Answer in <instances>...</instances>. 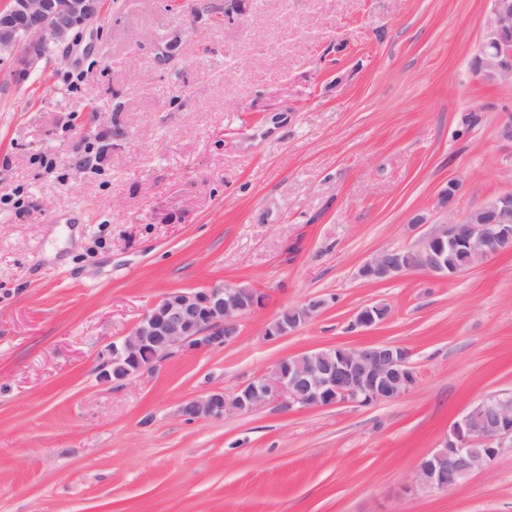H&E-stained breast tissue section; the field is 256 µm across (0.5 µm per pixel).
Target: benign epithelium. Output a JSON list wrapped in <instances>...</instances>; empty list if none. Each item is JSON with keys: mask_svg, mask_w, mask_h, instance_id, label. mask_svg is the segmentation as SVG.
<instances>
[{"mask_svg": "<svg viewBox=\"0 0 512 512\" xmlns=\"http://www.w3.org/2000/svg\"><path fill=\"white\" fill-rule=\"evenodd\" d=\"M487 34L475 57V74L486 81L512 79V0H492ZM103 0H5L0 4V62L11 65L17 81L27 79L50 51L68 50L76 34L100 19ZM466 247L481 261L512 252V193L500 194L469 213L440 224L401 262L394 249L365 260L356 276L367 284L395 280L411 270L451 278L464 270L442 261L445 246ZM267 295L255 288L214 282L194 292H170L152 304L127 336L107 346L99 364L104 384L154 371L176 353L221 348L238 334L242 319L266 306ZM324 299H310L292 309L294 319L278 318L266 329L269 339L295 331L316 318ZM389 316L383 303L369 304L354 326L370 330ZM341 360L327 354L281 360L228 400L221 390L188 398L180 406L186 420L222 419L228 412L247 413L276 403L304 409L338 403L360 406L391 402L409 394L417 378L409 349L389 343L339 347ZM512 443V394L493 395L471 405L453 423L441 446L427 454L413 474L415 484L446 492L478 470L490 469L505 442Z\"/></svg>", "mask_w": 512, "mask_h": 512, "instance_id": "1", "label": "benign epithelium"}]
</instances>
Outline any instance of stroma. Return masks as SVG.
Masks as SVG:
<instances>
[{"mask_svg":"<svg viewBox=\"0 0 512 512\" xmlns=\"http://www.w3.org/2000/svg\"><path fill=\"white\" fill-rule=\"evenodd\" d=\"M490 10L107 0L27 80L0 63V512H512L510 444L448 492L411 483L469 406L512 393V254L451 280L356 277L512 191V82L472 68ZM218 281L269 296L233 343L99 385L101 352L153 303ZM312 297L316 319L267 339ZM372 303L387 321L355 328ZM370 342L411 351V393L179 414L282 358Z\"/></svg>","mask_w":512,"mask_h":512,"instance_id":"1","label":"stroma"}]
</instances>
